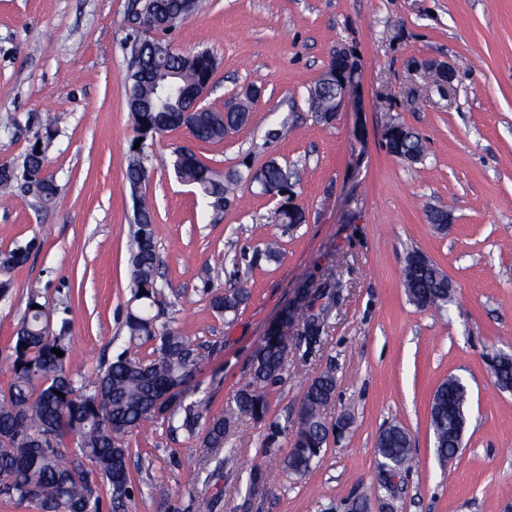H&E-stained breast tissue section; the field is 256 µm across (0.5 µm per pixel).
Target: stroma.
<instances>
[{
	"label": "stroma",
	"instance_id": "35a3bbf8",
	"mask_svg": "<svg viewBox=\"0 0 512 512\" xmlns=\"http://www.w3.org/2000/svg\"><path fill=\"white\" fill-rule=\"evenodd\" d=\"M134 3L0 0V164L21 165L53 129L46 156L58 186L47 205L0 194V251L32 246L0 297V363L34 292L54 319H68L72 370L83 382L126 346L134 203L125 156L136 131L123 79ZM167 39L177 51L216 57L204 107L223 112L258 92L249 123L224 142H199L181 127L143 148L164 321L211 351L191 395L205 416L232 401L303 287L330 273L342 288L321 349L289 355L266 421L231 420L219 455L159 423L128 436V512H211L205 480L219 462L224 497L212 512H355L361 501L368 512H512V392L498 390L489 370L491 355L512 353V0H206ZM340 43L355 49L361 79L326 125L308 91ZM414 60L451 67L454 95L429 86ZM392 120L423 137L421 161L388 152L383 130ZM283 124L288 137H269ZM178 148L223 174L271 159L300 170L295 201L305 223H272L276 200L244 186L228 210L213 212L176 178ZM430 207L447 211L446 230L427 223ZM273 238L278 257L248 264ZM414 251L452 282L447 307L409 301L403 269ZM234 285L249 299L220 315L212 292ZM324 371L336 378L327 422L352 424L330 438L320 466L294 476L282 465L286 440L265 450L267 424L296 425L309 382ZM451 375L468 387L469 418L461 453L446 463L429 410ZM391 424L408 431L415 463L386 478L376 442ZM256 462L268 479L253 490ZM157 483L168 497L153 493Z\"/></svg>",
	"mask_w": 512,
	"mask_h": 512
}]
</instances>
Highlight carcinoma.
<instances>
[{
    "mask_svg": "<svg viewBox=\"0 0 512 512\" xmlns=\"http://www.w3.org/2000/svg\"><path fill=\"white\" fill-rule=\"evenodd\" d=\"M203 7V0H142L141 11L151 18L159 13L174 26ZM164 43L144 36L143 43L133 40L137 55L135 68L124 79L126 102L138 137L185 126L194 137L205 143H220L228 131L238 130L250 120L247 107L234 112H214L199 106L189 116L180 112L177 101L167 102L168 111H153L147 90L151 72L170 80L176 75L182 81L198 82L213 77L217 61L207 50L183 54L166 53ZM336 75L327 68L309 89V102L316 118L331 123L336 118ZM398 144L392 149L405 161L426 153L423 138L401 123H391ZM46 146L32 145L25 155L22 169L0 164V190L34 194L45 203L58 192L55 182L40 179L37 174L46 162ZM176 177L196 185L206 204L222 211L231 204V186L249 181L265 195L281 198L273 214L274 222L296 226L305 222L302 208L290 202L297 173L275 159L257 170L247 168L218 174L192 152H180L173 161ZM126 178L135 204V223L128 251L134 283L133 305L127 308L124 328L127 347L99 368L91 388L78 381L71 371L73 350L64 343L67 319L54 329L53 319L39 295L29 297L27 314L17 332L7 367L13 377L8 392L0 394V501L27 505L32 512H103L102 488H108L112 512H125L133 498L129 470L130 448L126 437L135 431L162 421L172 433H182L199 441V446L213 452L224 447L226 418L224 415L247 416L265 420L268 394L288 372V349L295 346L312 353L321 347L329 309L336 301V279H325L314 293L318 308L294 307L284 320L271 328L257 349L252 364L251 380L236 393L225 413L206 418L196 402L187 401L193 382L207 358L203 346L194 344L167 325H158L164 315V300L157 288V255L155 245L154 208L135 186L147 178L141 149L133 150L127 159ZM29 247L0 251V295L12 288L10 272L23 265ZM403 286L409 300L422 307L441 309L451 301L454 289L448 275L431 259L419 252L408 256L403 271ZM247 299L243 288H228L212 296V306L220 313L238 311ZM153 346L156 357L145 360L139 349ZM64 353L59 357L52 352ZM336 379L322 372L309 383L303 399V418L299 419L289 439V450L283 459L285 470L295 476L309 472L322 458L329 426L322 410L332 398ZM468 392L454 387L446 379L435 392L431 421L438 440L437 453L450 460L458 436L450 433L455 421L467 418ZM72 440L74 448L64 447ZM379 465L390 464L401 469L411 461V441L407 431L398 425L386 428L376 443Z\"/></svg>",
    "mask_w": 512,
    "mask_h": 512,
    "instance_id": "1",
    "label": "carcinoma"
}]
</instances>
